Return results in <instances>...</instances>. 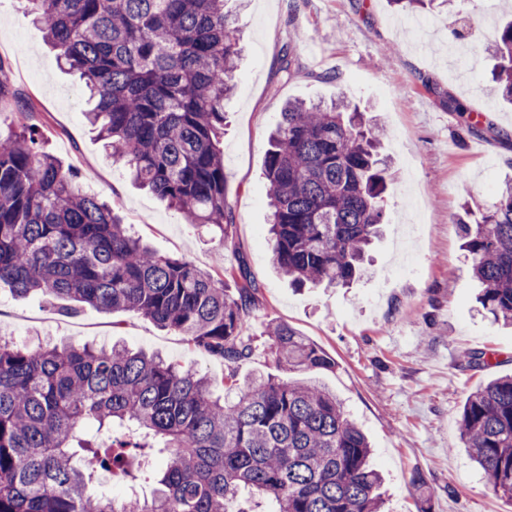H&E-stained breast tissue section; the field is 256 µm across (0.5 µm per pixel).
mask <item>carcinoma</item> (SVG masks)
I'll return each mask as SVG.
<instances>
[{
    "mask_svg": "<svg viewBox=\"0 0 512 512\" xmlns=\"http://www.w3.org/2000/svg\"><path fill=\"white\" fill-rule=\"evenodd\" d=\"M57 59L79 74L93 126L140 186L225 245L224 101L241 57L231 0H25ZM492 82L512 103V21L490 46ZM384 129L344 98L289 102L269 139L264 176L271 258L297 286L337 288L360 275L386 223L394 181ZM457 219L479 302L512 324V182L480 217ZM38 292L103 312H130L224 361L233 396L208 378L133 352L41 346L0 337V512H247L244 489L270 512H382L383 477L365 434L317 374L336 367L282 322L267 329L277 367L240 386L238 364L258 349L243 331L258 304L243 263L212 270L160 255L80 185L74 167L43 151L34 131L0 137V289ZM130 434L97 443L87 428ZM486 488L512 498V376L477 387L459 419ZM152 438L168 450L149 499L89 494L98 471L138 479ZM90 468L74 465L73 443Z\"/></svg>",
    "mask_w": 512,
    "mask_h": 512,
    "instance_id": "cac0c4a2",
    "label": "carcinoma"
}]
</instances>
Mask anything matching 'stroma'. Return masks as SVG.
Here are the masks:
<instances>
[{
	"label": "stroma",
	"mask_w": 512,
	"mask_h": 512,
	"mask_svg": "<svg viewBox=\"0 0 512 512\" xmlns=\"http://www.w3.org/2000/svg\"><path fill=\"white\" fill-rule=\"evenodd\" d=\"M509 16L512 0H450L416 15L389 0H245V53L224 105V197L233 224L225 247L113 163L84 119L78 78L60 69L22 0H0V59L12 91L0 134L34 127L39 146L81 172L84 189L113 202L159 254L206 270L222 257L243 261L259 299L247 333L263 336L279 320L335 360L319 378L371 443V461L385 476L384 512H512V499L487 490L458 428L472 391L512 375V328L479 312L456 222L463 206L490 207L512 179V104L493 95L494 61L485 52ZM456 22L469 28L461 61L448 38ZM340 95L385 129L383 152L395 173L386 222L351 287L298 290L270 262L268 138L286 102ZM452 99L463 112L449 110ZM0 336L31 348L122 343L204 374L215 394L223 392V361L131 313L86 305L67 314L41 294L17 299L4 291ZM479 352L492 354L490 365L469 364ZM164 456L153 449L134 484L102 473L94 487L120 495L131 486L149 497Z\"/></svg>",
	"instance_id": "stroma-1"
}]
</instances>
